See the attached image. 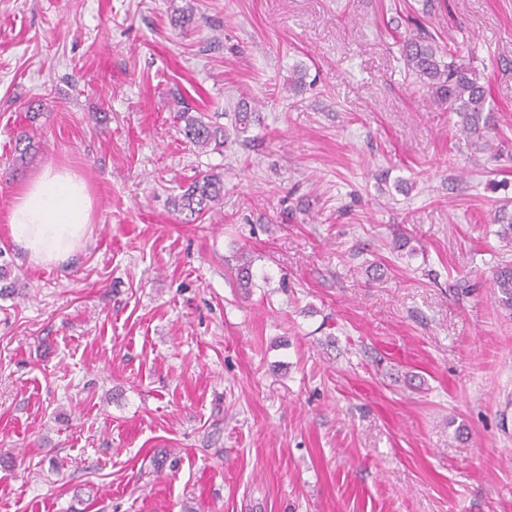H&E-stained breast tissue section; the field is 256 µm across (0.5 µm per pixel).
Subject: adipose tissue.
<instances>
[{
    "label": "adipose tissue",
    "mask_w": 512,
    "mask_h": 512,
    "mask_svg": "<svg viewBox=\"0 0 512 512\" xmlns=\"http://www.w3.org/2000/svg\"><path fill=\"white\" fill-rule=\"evenodd\" d=\"M92 201L86 183L64 169H46L18 196L9 226L37 265L67 260L89 234Z\"/></svg>",
    "instance_id": "1"
}]
</instances>
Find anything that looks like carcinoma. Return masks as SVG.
Masks as SVG:
<instances>
[{
    "label": "carcinoma",
    "mask_w": 512,
    "mask_h": 512,
    "mask_svg": "<svg viewBox=\"0 0 512 512\" xmlns=\"http://www.w3.org/2000/svg\"><path fill=\"white\" fill-rule=\"evenodd\" d=\"M405 61L408 70L427 88L435 102L457 117V130L467 146L494 155L495 147L489 138L493 109L479 70L443 49L422 27L409 31L405 37ZM175 118L184 123L183 133L192 144L206 147L213 143L218 148L224 145V128L206 120L205 114L182 111ZM255 121L256 112L247 102H241L234 112L235 134H246ZM223 198V178L206 172L184 186L174 206L186 222L193 223L211 212L213 205ZM493 223L501 226L497 235L512 248V211L505 205L500 207L494 213ZM233 271L238 287L252 286L251 261H239ZM492 282L499 303L512 312V263L499 264L492 272Z\"/></svg>",
    "instance_id": "carcinoma-1"
}]
</instances>
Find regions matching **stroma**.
Wrapping results in <instances>:
<instances>
[{"instance_id":"obj_1","label":"stroma","mask_w":512,"mask_h":512,"mask_svg":"<svg viewBox=\"0 0 512 512\" xmlns=\"http://www.w3.org/2000/svg\"><path fill=\"white\" fill-rule=\"evenodd\" d=\"M405 8L484 74L501 158L410 77ZM243 97L245 144L175 119ZM48 166L93 214L41 266L9 214ZM505 199L512 0H0V512H512ZM175 118L184 122L183 133L194 146L207 147L214 141L217 148L223 147L224 127L205 120L207 118L204 113L196 112V115H192L185 111L176 112ZM175 197L174 206L184 214L186 223L202 218L213 209V205L224 198V180L219 174L206 172L198 174L183 187ZM492 282L499 303L512 312V263L499 264L492 272Z\"/></svg>"}]
</instances>
